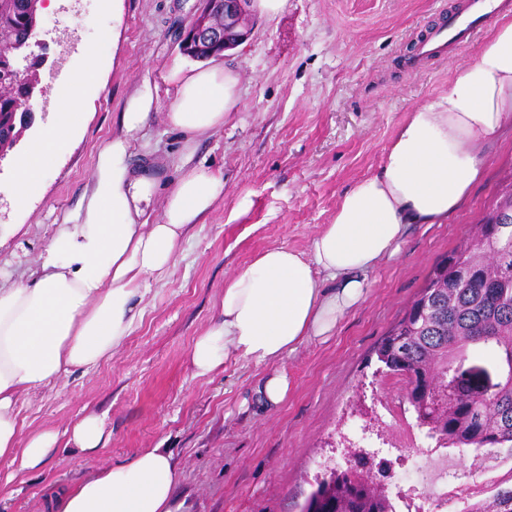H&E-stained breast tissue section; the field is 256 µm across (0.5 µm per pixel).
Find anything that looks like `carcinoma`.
<instances>
[{"label":"carcinoma","instance_id":"carcinoma-1","mask_svg":"<svg viewBox=\"0 0 512 512\" xmlns=\"http://www.w3.org/2000/svg\"><path fill=\"white\" fill-rule=\"evenodd\" d=\"M19 0H0V56L28 26ZM0 60V87L12 88ZM20 88L0 95V113L18 111ZM512 183L462 243L433 267L426 284L381 340L377 371L407 386L415 417L438 448H471L512 459ZM490 344L502 383L477 400L465 385L472 345ZM385 471L359 462L317 482L302 512H396L381 491ZM464 512H512V485L500 486Z\"/></svg>","mask_w":512,"mask_h":512}]
</instances>
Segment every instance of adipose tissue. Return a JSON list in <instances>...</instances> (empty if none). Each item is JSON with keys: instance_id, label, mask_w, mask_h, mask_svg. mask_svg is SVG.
I'll return each instance as SVG.
<instances>
[{"instance_id": "ef3b65f1", "label": "adipose tissue", "mask_w": 512, "mask_h": 512, "mask_svg": "<svg viewBox=\"0 0 512 512\" xmlns=\"http://www.w3.org/2000/svg\"><path fill=\"white\" fill-rule=\"evenodd\" d=\"M167 80L175 88L167 122L187 151L160 222L150 220L156 181L129 163L133 135L153 107L145 87L122 114L123 133L99 151L81 205L58 224L39 270L0 283V465L14 474L47 467L62 448L86 458L104 448V419L94 414L79 418L63 442L52 430L23 435V400L72 373H92L114 352L142 321L152 283L169 272L182 243L224 193L223 176L193 164L191 149L237 110V73L218 64L176 66ZM50 102L65 120L18 158L6 191L19 205L80 116L73 95L54 94ZM511 115L512 19L503 15L476 62L407 113L376 174L345 191L308 253L264 250L225 284L211 325L193 344L195 374L218 371L231 354L271 367L260 393L266 407L280 405L289 384L276 364L307 340L332 334L364 300L367 273L397 252L410 225L447 220L481 178L483 150ZM178 482L170 450L145 448L67 488L56 512H179Z\"/></svg>"}]
</instances>
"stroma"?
<instances>
[{"label": "stroma", "mask_w": 512, "mask_h": 512, "mask_svg": "<svg viewBox=\"0 0 512 512\" xmlns=\"http://www.w3.org/2000/svg\"><path fill=\"white\" fill-rule=\"evenodd\" d=\"M463 2L286 0L275 18L247 14V38L220 60L239 75L240 106L194 153L195 162L223 174V196L167 277L154 283L131 336L96 372L31 394L22 411L31 432H61L80 415L106 414L110 441L92 462L63 453L10 482L0 467V512H48L58 487L144 448L171 450L185 512H300L326 467L344 465L348 444L360 438L402 463L434 458L412 415L384 408L390 384L376 374L373 349L512 176V119L447 222L411 225L399 251L369 273L365 300L331 335L306 341L283 360L289 388L276 409H266L256 393L265 367L231 355L221 372L198 377L189 356L225 282L264 249L308 250L345 190L377 172L407 112L477 59L490 26L449 58L415 70L405 64L444 11ZM199 6L200 0H84L76 13L40 11L43 80L26 103L34 122L18 151L58 120L47 79L60 56H67L68 71L82 59L83 45H96L91 66L100 78L79 89L86 113L24 206L2 191L13 180V160L0 162V277L20 280L36 270L62 215L78 208L100 148L119 134L121 114L143 86H150L154 105L135 135L131 163L162 187L177 178L183 142L166 122L174 88L165 75L185 61L179 33ZM402 433L417 437V447L401 448Z\"/></svg>", "instance_id": "stroma-1"}]
</instances>
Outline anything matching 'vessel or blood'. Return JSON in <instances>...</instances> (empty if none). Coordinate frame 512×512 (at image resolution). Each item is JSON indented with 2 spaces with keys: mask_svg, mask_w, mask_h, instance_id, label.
<instances>
[{
  "mask_svg": "<svg viewBox=\"0 0 512 512\" xmlns=\"http://www.w3.org/2000/svg\"><path fill=\"white\" fill-rule=\"evenodd\" d=\"M512 0H468L464 11L448 12L414 47L421 60L460 49L469 44L481 27L500 10L511 7Z\"/></svg>",
  "mask_w": 512,
  "mask_h": 512,
  "instance_id": "vessel-or-blood-1",
  "label": "vessel or blood"
}]
</instances>
